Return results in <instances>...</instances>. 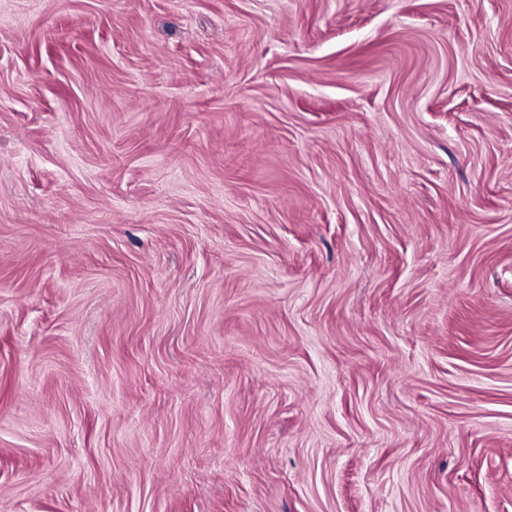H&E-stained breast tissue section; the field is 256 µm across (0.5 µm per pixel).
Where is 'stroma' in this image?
Here are the masks:
<instances>
[{"label": "stroma", "mask_w": 512, "mask_h": 512, "mask_svg": "<svg viewBox=\"0 0 512 512\" xmlns=\"http://www.w3.org/2000/svg\"><path fill=\"white\" fill-rule=\"evenodd\" d=\"M0 512H512V0H0Z\"/></svg>", "instance_id": "obj_1"}]
</instances>
